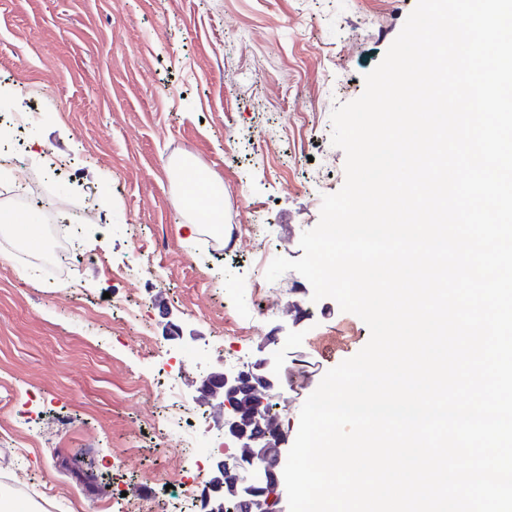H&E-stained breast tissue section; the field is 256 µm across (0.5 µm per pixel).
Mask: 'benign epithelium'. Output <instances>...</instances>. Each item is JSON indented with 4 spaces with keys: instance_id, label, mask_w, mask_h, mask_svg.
Segmentation results:
<instances>
[{
    "instance_id": "obj_1",
    "label": "benign epithelium",
    "mask_w": 512,
    "mask_h": 512,
    "mask_svg": "<svg viewBox=\"0 0 512 512\" xmlns=\"http://www.w3.org/2000/svg\"><path fill=\"white\" fill-rule=\"evenodd\" d=\"M255 371L263 372L266 390L275 388V377L279 368L275 361L259 355L234 373L211 374L202 381L208 388L218 383L213 395L221 396L224 417L217 422L219 436L224 438L227 451L215 456L211 478L202 492L204 508H210L223 496L224 472L232 471L236 478V496L239 512H269L273 503L279 505V512H288V497L283 477L287 461V449L283 448L285 435L278 429V448L269 460L257 462L256 448L271 446L270 438L275 419L264 414H254L242 422L241 412L235 406V398L243 385Z\"/></svg>"
}]
</instances>
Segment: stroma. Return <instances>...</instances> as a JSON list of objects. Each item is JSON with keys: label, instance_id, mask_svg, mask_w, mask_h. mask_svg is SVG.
I'll use <instances>...</instances> for the list:
<instances>
[{"label": "stroma", "instance_id": "35a3bbf8", "mask_svg": "<svg viewBox=\"0 0 512 512\" xmlns=\"http://www.w3.org/2000/svg\"><path fill=\"white\" fill-rule=\"evenodd\" d=\"M416 0H0V109L38 110L28 140L69 165L53 177L27 260L0 262V497L32 512H190L209 478L162 410L222 417L204 373L259 349L315 366L279 396L295 440L324 374L369 340L367 325L275 257L300 258L345 153L331 112L365 89ZM222 186L225 239L192 234L175 165ZM88 204L81 252L49 280L50 213ZM263 298L257 314L254 298ZM183 340L166 337L167 323ZM224 348L230 358L217 360Z\"/></svg>", "mask_w": 512, "mask_h": 512}]
</instances>
